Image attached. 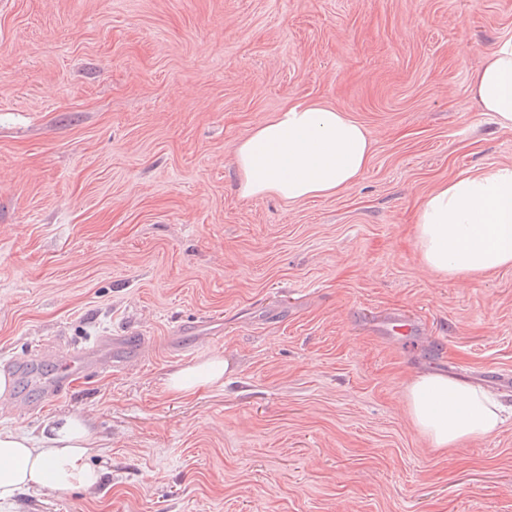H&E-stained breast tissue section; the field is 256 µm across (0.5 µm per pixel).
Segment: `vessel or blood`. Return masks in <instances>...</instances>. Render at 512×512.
Here are the masks:
<instances>
[{"label":"vessel or blood","instance_id":"1","mask_svg":"<svg viewBox=\"0 0 512 512\" xmlns=\"http://www.w3.org/2000/svg\"><path fill=\"white\" fill-rule=\"evenodd\" d=\"M143 343L144 339L140 336H104L79 350L66 353L52 378L45 384L47 393H61L76 376L105 370L117 359L136 355Z\"/></svg>","mask_w":512,"mask_h":512}]
</instances>
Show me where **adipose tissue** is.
Segmentation results:
<instances>
[{"mask_svg": "<svg viewBox=\"0 0 512 512\" xmlns=\"http://www.w3.org/2000/svg\"><path fill=\"white\" fill-rule=\"evenodd\" d=\"M470 90L501 127L512 128V39L500 43L472 76ZM374 142L366 128L318 101L298 100L256 125L235 149L245 198L288 201L330 197L367 171ZM421 263L443 277L512 266V166L476 170L438 185L416 211ZM228 365L214 356L178 369L167 389L186 396L222 384ZM410 417L433 448L483 438L503 420V406L486 391L443 374H426L406 388ZM94 439L86 416L47 420L39 434L0 427V512L23 492L94 493L103 471L89 464Z\"/></svg>", "mask_w": 512, "mask_h": 512, "instance_id": "obj_1", "label": "adipose tissue"}]
</instances>
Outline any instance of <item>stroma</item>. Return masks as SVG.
Returning <instances> with one entry per match:
<instances>
[{
    "label": "stroma",
    "mask_w": 512,
    "mask_h": 512,
    "mask_svg": "<svg viewBox=\"0 0 512 512\" xmlns=\"http://www.w3.org/2000/svg\"><path fill=\"white\" fill-rule=\"evenodd\" d=\"M506 39L512 0H0V425L88 416L105 471L9 512H512V418L437 450L405 398L440 373L512 403V268L446 279L413 235L438 184L512 165L469 93ZM297 99L369 131L367 171L241 197L236 143ZM130 332L134 358L38 387ZM214 354L223 385L166 390Z\"/></svg>",
    "instance_id": "35a3bbf8"
}]
</instances>
